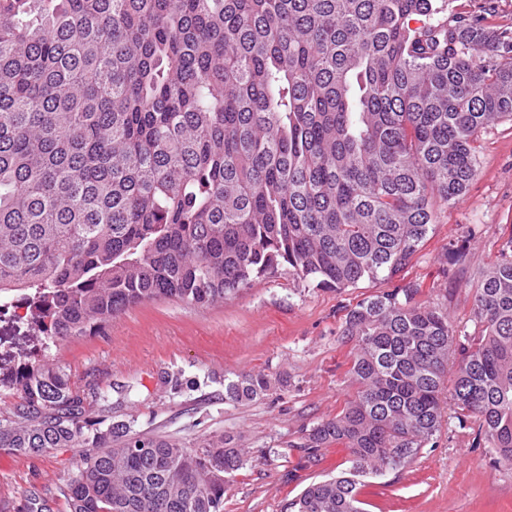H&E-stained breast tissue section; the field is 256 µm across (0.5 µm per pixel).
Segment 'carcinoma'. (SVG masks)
<instances>
[{
	"label": "carcinoma",
	"mask_w": 512,
	"mask_h": 512,
	"mask_svg": "<svg viewBox=\"0 0 512 512\" xmlns=\"http://www.w3.org/2000/svg\"><path fill=\"white\" fill-rule=\"evenodd\" d=\"M445 0H0V298L31 305L49 347L126 308L224 301L288 270L354 288L396 277L436 207L478 173V133L512 122V28ZM417 17L433 22L414 28ZM481 330L408 284L348 310L356 395L314 426L349 467L288 512H365L359 485L413 463L444 393L512 465V236L473 285ZM0 449L86 448L69 512H223L246 463L85 420L70 376L23 355ZM264 375L224 398L267 394ZM23 512H51L26 495Z\"/></svg>",
	"instance_id": "cac0c4a2"
}]
</instances>
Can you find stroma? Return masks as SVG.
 I'll return each mask as SVG.
<instances>
[{"instance_id": "1", "label": "stroma", "mask_w": 512, "mask_h": 512, "mask_svg": "<svg viewBox=\"0 0 512 512\" xmlns=\"http://www.w3.org/2000/svg\"><path fill=\"white\" fill-rule=\"evenodd\" d=\"M512 236V123L480 138L479 169L467 193L442 207L423 246L392 280L353 288L293 284L287 275L260 279L209 306L156 299L130 306L100 332L53 346L47 359L84 394L90 423H130L133 432L188 447L221 435L247 451V463L224 484V512H286L309 484L347 466L342 444L308 445L309 430L341 413L357 390L351 342L341 327L357 302L413 284L417 301L446 307L455 331L475 328L473 282ZM464 270L444 272L452 247ZM249 372L286 378L268 395L240 403L224 382ZM478 425L446 405L433 446L401 471L365 479L367 512H512V465L478 445ZM83 455L52 448L8 452L0 465V512H21L35 491L52 512H68L61 494Z\"/></svg>"}]
</instances>
